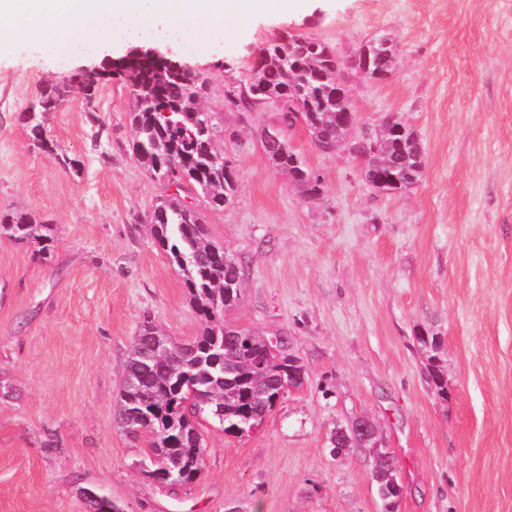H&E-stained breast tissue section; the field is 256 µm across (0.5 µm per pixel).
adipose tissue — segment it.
<instances>
[{
    "label": "adipose tissue",
    "instance_id": "ef3b65f1",
    "mask_svg": "<svg viewBox=\"0 0 512 512\" xmlns=\"http://www.w3.org/2000/svg\"><path fill=\"white\" fill-rule=\"evenodd\" d=\"M281 0H0V43L30 41L64 45L88 33L98 45L112 43V21L130 29L163 22L217 35L222 14L247 18L277 8Z\"/></svg>",
    "mask_w": 512,
    "mask_h": 512
}]
</instances>
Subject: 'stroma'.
Listing matches in <instances>:
<instances>
[{"label":"stroma","instance_id":"1","mask_svg":"<svg viewBox=\"0 0 512 512\" xmlns=\"http://www.w3.org/2000/svg\"><path fill=\"white\" fill-rule=\"evenodd\" d=\"M222 25L220 38L157 25L67 56L0 47V211L53 227L45 255L0 237V512H90L88 489L124 512H380L371 456L330 444L360 416L394 462L398 512H512V0H302ZM283 31L334 51L357 130L393 114L416 131L424 172L413 188L375 190L358 159L320 151L302 126L288 138L319 198L269 166L260 133L277 106L246 110L228 95ZM381 36L398 66L372 82L350 60ZM143 44L206 80L202 105L235 174L224 207L185 191L243 266L225 320L280 335L304 368L254 434L200 419L203 471L174 488L148 477L145 439L117 422L144 316L181 342L200 329L147 226L170 189L133 150V98L117 78L91 101L73 83L46 121L49 152L17 120L46 84ZM422 333L442 341L447 397Z\"/></svg>","mask_w":512,"mask_h":512}]
</instances>
